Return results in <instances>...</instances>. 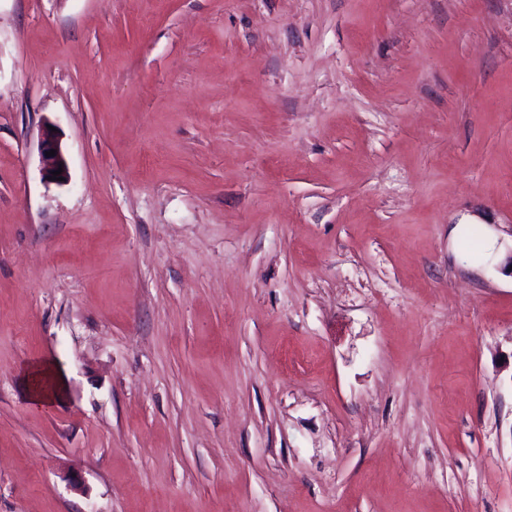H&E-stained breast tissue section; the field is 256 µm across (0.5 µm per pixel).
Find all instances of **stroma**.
Returning <instances> with one entry per match:
<instances>
[{"label": "stroma", "mask_w": 512, "mask_h": 512, "mask_svg": "<svg viewBox=\"0 0 512 512\" xmlns=\"http://www.w3.org/2000/svg\"><path fill=\"white\" fill-rule=\"evenodd\" d=\"M511 253L512 0H0V512H512ZM50 150H55V156L47 157L46 152ZM41 162H42V174L43 178L48 180V177H52V172L58 170L59 166H62L61 174L56 176L55 182H63L59 181L60 177L64 178V181L68 178V167L63 155L61 142L58 137L50 132L46 131L44 134L42 143H41ZM51 181V180H48ZM45 376H51V371L42 364L31 365L22 373L21 384L29 401L36 405H44L43 395L40 393V380Z\"/></svg>", "instance_id": "1"}]
</instances>
